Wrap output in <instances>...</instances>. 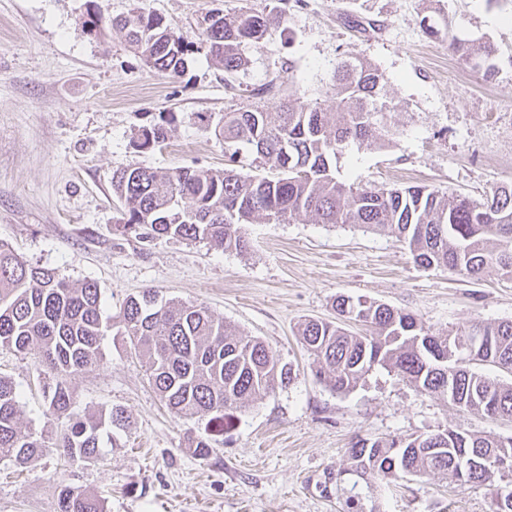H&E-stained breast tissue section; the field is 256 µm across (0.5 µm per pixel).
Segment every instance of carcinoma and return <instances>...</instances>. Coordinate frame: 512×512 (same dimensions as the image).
<instances>
[{"instance_id": "1", "label": "carcinoma", "mask_w": 512, "mask_h": 512, "mask_svg": "<svg viewBox=\"0 0 512 512\" xmlns=\"http://www.w3.org/2000/svg\"><path fill=\"white\" fill-rule=\"evenodd\" d=\"M197 41H189L142 7L113 18L100 7L83 25L104 37L118 28L144 64L175 77L187 56L204 51L231 75L246 64L244 48L265 39L271 26L286 25L282 11L242 6L207 14ZM452 50L488 79L498 73L497 49L459 39ZM276 83L253 91V102L231 109L214 128L232 166L223 171L189 167L157 170L130 167L112 176L122 202L116 231L142 243L159 238L207 241L224 250L248 249L246 226L305 218L316 224L353 225L404 243L414 262L428 270L479 279L491 269L512 278V183L497 186L480 201L424 186H355L336 177V162L352 145L380 149L392 143L394 100L379 69L360 57L340 60L324 90L336 99L327 112L321 97L288 91L274 109L260 102ZM167 138L161 125L145 127L134 140L141 151ZM268 167L262 175L234 167L242 153ZM336 319H308L298 335L316 364L315 377L330 390L349 393L375 367L389 368L419 391L438 395L463 412L512 421V382L491 379L490 366L512 375V320L472 321L436 334L413 313L341 295ZM363 323L370 335L350 331ZM122 323L149 380L167 409L186 421L206 419L190 431L187 448L207 459L224 432L235 425L244 404L292 380V368L264 342L242 336L204 306L161 300L147 289L123 305ZM482 329L474 353L459 349L469 330ZM101 291L86 280L72 285L56 270L33 265L0 242V349L34 355L54 378L44 398L48 412L67 419L54 447L69 462L94 463L103 432L121 427L127 416L115 406L97 416L74 411L65 377L102 358ZM16 385L0 377V460L24 468L43 455L45 438L25 432ZM512 457V437L448 429L400 439L358 438L349 448L352 471L383 478L443 474L460 486L484 483L492 473L485 459ZM58 512H105L99 496L60 485Z\"/></svg>"}]
</instances>
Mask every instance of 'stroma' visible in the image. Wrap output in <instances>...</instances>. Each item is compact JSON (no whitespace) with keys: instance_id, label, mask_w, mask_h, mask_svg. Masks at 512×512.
<instances>
[{"instance_id":"35a3bbf8","label":"stroma","mask_w":512,"mask_h":512,"mask_svg":"<svg viewBox=\"0 0 512 512\" xmlns=\"http://www.w3.org/2000/svg\"><path fill=\"white\" fill-rule=\"evenodd\" d=\"M271 1L290 35L272 28L228 82L202 53L188 56L180 76L157 73L119 30L99 39L82 21L97 5L115 16L141 6L192 41L205 14L238 0H0V240L71 283H97L103 358L67 384L80 413L119 406L128 416L103 438L97 463H66L53 448L21 473L0 461V512H57L63 481L100 496L106 512H493L498 492L512 489L508 471L463 488L440 475L381 481L352 472L348 450L361 437L456 428L507 437L512 423L458 411L382 368L350 393L330 391L296 334L305 319H334L341 294L410 311L440 333L510 320L512 280L494 270L471 279L424 269L405 245L350 225L251 224L242 254L180 239L145 247L115 229L114 172L224 169V143L197 113L219 122L270 81L319 94L351 56L382 72L399 134L390 147L341 158L340 180L419 184L474 200L512 182V0L251 4ZM426 16L447 39L425 36ZM453 37L493 43L497 77L464 64L449 46ZM155 123L167 128L166 142L137 151L135 133ZM147 288L206 305L293 370L287 386L238 411L208 459L185 449L196 422L168 411L120 334L126 298ZM0 375L21 392L23 428L54 440L64 422L46 411L49 378L36 359L0 349Z\"/></svg>"}]
</instances>
